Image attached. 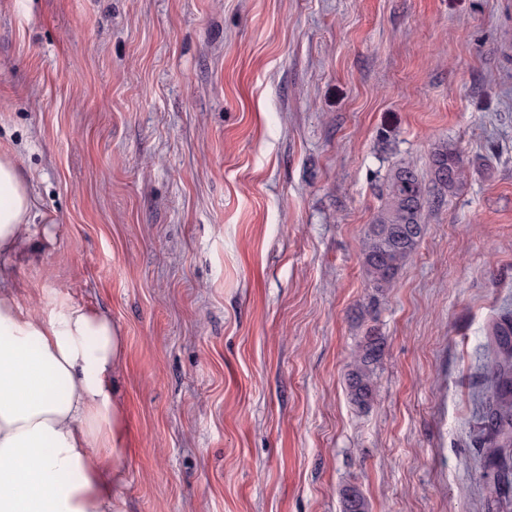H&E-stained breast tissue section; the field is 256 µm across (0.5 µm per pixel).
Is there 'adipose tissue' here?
Wrapping results in <instances>:
<instances>
[{
    "instance_id": "ef3b65f1",
    "label": "adipose tissue",
    "mask_w": 512,
    "mask_h": 512,
    "mask_svg": "<svg viewBox=\"0 0 512 512\" xmlns=\"http://www.w3.org/2000/svg\"><path fill=\"white\" fill-rule=\"evenodd\" d=\"M34 209L0 142V512H120L123 339L107 314L66 298L21 304L16 266L39 257Z\"/></svg>"
}]
</instances>
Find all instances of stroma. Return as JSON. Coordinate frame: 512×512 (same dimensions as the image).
I'll return each instance as SVG.
<instances>
[{
	"instance_id": "1",
	"label": "stroma",
	"mask_w": 512,
	"mask_h": 512,
	"mask_svg": "<svg viewBox=\"0 0 512 512\" xmlns=\"http://www.w3.org/2000/svg\"><path fill=\"white\" fill-rule=\"evenodd\" d=\"M0 140L38 212L21 302L124 337V512H341L349 485L369 512H497L481 366L512 308V0H0ZM444 143L463 185L370 288L380 189ZM380 356V337L369 332L354 352L347 374L350 399L360 409L368 407L373 401L375 370Z\"/></svg>"
}]
</instances>
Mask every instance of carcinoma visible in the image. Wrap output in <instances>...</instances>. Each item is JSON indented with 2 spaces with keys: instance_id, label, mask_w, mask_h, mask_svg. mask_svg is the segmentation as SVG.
I'll return each mask as SVG.
<instances>
[{
  "instance_id": "1",
  "label": "carcinoma",
  "mask_w": 512,
  "mask_h": 512,
  "mask_svg": "<svg viewBox=\"0 0 512 512\" xmlns=\"http://www.w3.org/2000/svg\"><path fill=\"white\" fill-rule=\"evenodd\" d=\"M465 179L460 154L446 144L432 156L431 183L439 192H451ZM383 203L368 225L361 242L362 264L372 287L381 290L395 279L424 236L423 212L431 204L425 179L414 168L393 170L381 190ZM490 357L483 364L488 384L483 442L490 449L489 466L494 470L491 491L500 496L502 507H512V310L497 314L487 329ZM381 356L380 337L365 336L352 356L347 374L350 399L364 409L375 394V370ZM342 512H369L362 492L347 486L342 492Z\"/></svg>"
}]
</instances>
